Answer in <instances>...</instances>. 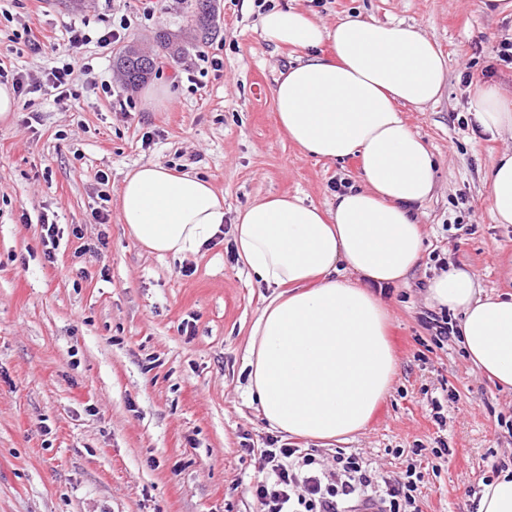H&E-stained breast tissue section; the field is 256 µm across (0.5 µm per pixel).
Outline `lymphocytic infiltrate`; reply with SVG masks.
Listing matches in <instances>:
<instances>
[{"label": "lymphocytic infiltrate", "mask_w": 512, "mask_h": 512, "mask_svg": "<svg viewBox=\"0 0 512 512\" xmlns=\"http://www.w3.org/2000/svg\"><path fill=\"white\" fill-rule=\"evenodd\" d=\"M74 65L63 60L42 79L0 65V83L22 98L48 87L57 99L71 96ZM267 473L252 487L261 512H421L417 494L423 475L406 469L391 479L370 467L358 454L337 451L333 463L317 458L279 437L269 438L263 449Z\"/></svg>", "instance_id": "lymphocytic-infiltrate-1"}]
</instances>
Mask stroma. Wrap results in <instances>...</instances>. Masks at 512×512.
<instances>
[{"mask_svg": "<svg viewBox=\"0 0 512 512\" xmlns=\"http://www.w3.org/2000/svg\"><path fill=\"white\" fill-rule=\"evenodd\" d=\"M214 4L217 34L206 42L192 39L195 0H166L151 17L139 0H7L0 14L1 62L41 77L67 54L74 23L89 37L77 60L93 66L75 71L69 100L45 88L0 121V512H260L250 489L264 476L272 431L247 398L245 349L272 291L230 257L232 221L257 196L295 194L327 208L337 183L356 184L358 167L303 156L278 127L271 89L298 53L266 42L260 16L284 6L328 27L350 12L412 24L446 55L440 99L402 109L436 168L417 211L423 256L405 282L378 291L397 374L342 447L395 478L406 467L396 450L447 443V460L421 466L419 505L474 512L483 484L512 469V391L471 366L457 335L434 343L424 285L445 261L473 271L484 293L512 296V224L492 222L485 184L512 136L482 133L470 109L481 85L512 97V67L497 57L512 19L485 12L482 0ZM123 15L131 25L121 42H99ZM26 28L41 51L19 39ZM163 29L187 50L157 65L151 83L174 97L152 111L115 59L135 43L154 49ZM206 56L222 71L201 74ZM187 69L197 83L183 80ZM147 131L157 134L148 150ZM151 161L194 168L224 196L225 233L197 256H158L119 216L93 218L98 172L115 195L130 169ZM45 212L63 230L52 264L37 222Z\"/></svg>", "mask_w": 512, "mask_h": 512, "instance_id": "35a3bbf8", "label": "stroma"}]
</instances>
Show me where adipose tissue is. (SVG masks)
<instances>
[{
	"mask_svg": "<svg viewBox=\"0 0 512 512\" xmlns=\"http://www.w3.org/2000/svg\"><path fill=\"white\" fill-rule=\"evenodd\" d=\"M264 39L304 51L272 89L281 131L303 155L358 161L357 185L328 209L299 196L256 198L234 218L242 265L275 291L246 349L247 390L267 425L292 436L343 442L362 431L397 373L389 316L376 291L419 264L414 209L433 193L434 158L400 108L442 94L446 59L415 26L349 15L331 27L306 11L273 9ZM483 133L512 134V100L478 89ZM494 223L512 224V152L485 176ZM132 237L161 256H195L224 224V199L193 172L147 162L124 178L117 200ZM429 305L460 314L471 365L512 389V300L482 296L473 274L452 267L426 284Z\"/></svg>",
	"mask_w": 512,
	"mask_h": 512,
	"instance_id": "obj_1",
	"label": "adipose tissue"
}]
</instances>
